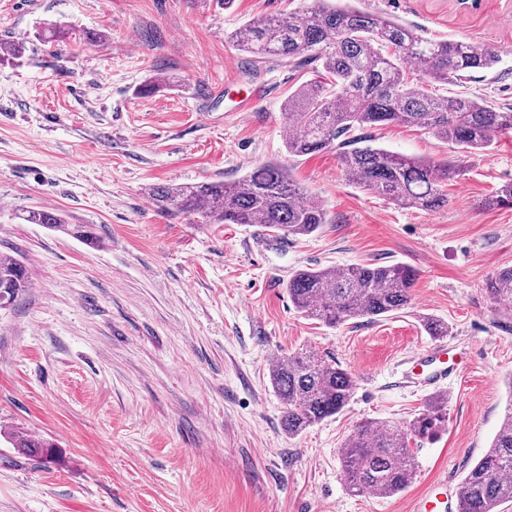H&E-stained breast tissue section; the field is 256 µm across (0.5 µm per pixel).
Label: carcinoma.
I'll use <instances>...</instances> for the list:
<instances>
[{"mask_svg": "<svg viewBox=\"0 0 512 512\" xmlns=\"http://www.w3.org/2000/svg\"><path fill=\"white\" fill-rule=\"evenodd\" d=\"M239 50L257 60L280 58L297 69L311 68L286 104L292 132L285 138L291 156L336 149L348 180L392 202L425 211L448 205L444 186L460 172L448 159L424 160L363 146L353 136L383 125L416 127L449 142L464 156L489 150L512 131V108L503 111L482 98L440 96L435 83L461 84L475 72H488L500 55L471 40L436 41L419 30L374 12L330 0H311L301 14L251 21L230 36ZM152 203L202 224H260L278 236L305 237L327 223L326 211L304 199L288 166L270 162L234 183L222 181L147 188ZM22 220L94 241L82 225L69 227L50 210H29ZM415 275L402 265L342 269H300L288 280V298L303 316L334 327L355 318H374L411 301ZM27 287L17 258L0 256V305L15 301ZM486 288L493 302L512 311V267L498 270ZM284 406L282 427L297 436L309 426L340 413L355 389L350 372L314 351L289 355L270 373ZM448 398L436 396L409 429L366 420L339 448L350 492L391 496L413 475L412 439L433 434ZM17 447L32 448L49 462L52 445L21 437ZM512 502V399L488 449L462 480L459 512H498Z\"/></svg>", "mask_w": 512, "mask_h": 512, "instance_id": "cac0c4a2", "label": "carcinoma"}]
</instances>
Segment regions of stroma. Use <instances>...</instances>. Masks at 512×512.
<instances>
[{"label": "stroma", "instance_id": "obj_1", "mask_svg": "<svg viewBox=\"0 0 512 512\" xmlns=\"http://www.w3.org/2000/svg\"><path fill=\"white\" fill-rule=\"evenodd\" d=\"M308 2L0 0V44L22 49L0 51V254L30 279L0 306V512H419L488 450L512 397V311L486 291L512 266V206L484 201L512 182V134L464 158L435 211L354 185L335 151L288 156L284 104L307 74L255 61L228 35ZM352 4L499 51L500 67L463 90L512 106V0ZM366 135L420 159L456 155L409 127ZM271 161L326 210L316 233L197 224L146 194L233 182ZM32 209L87 226L96 243L22 223ZM358 264L414 270L410 305L329 328L289 301L295 271ZM426 315L447 323L461 368L437 388L406 376L407 359L435 343ZM305 350L349 370L355 390L291 437L270 372ZM439 391L447 416L419 443L409 486L352 495L341 444L366 419L408 423ZM16 435L51 441L54 462L13 447Z\"/></svg>", "mask_w": 512, "mask_h": 512}]
</instances>
